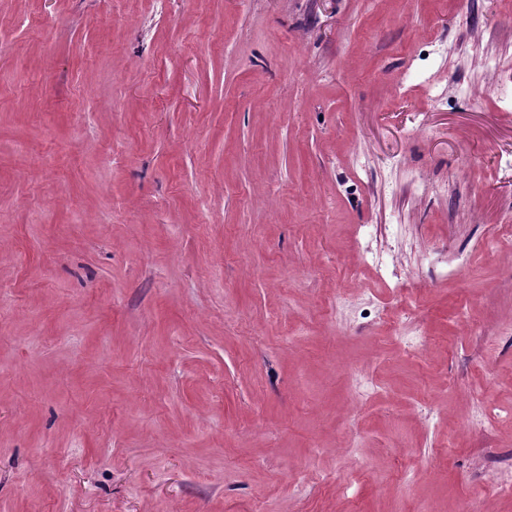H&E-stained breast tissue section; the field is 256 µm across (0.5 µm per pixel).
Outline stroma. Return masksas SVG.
<instances>
[{
	"instance_id": "1",
	"label": "stroma",
	"mask_w": 512,
	"mask_h": 512,
	"mask_svg": "<svg viewBox=\"0 0 512 512\" xmlns=\"http://www.w3.org/2000/svg\"><path fill=\"white\" fill-rule=\"evenodd\" d=\"M495 57L512 0H0V512H512Z\"/></svg>"
}]
</instances>
